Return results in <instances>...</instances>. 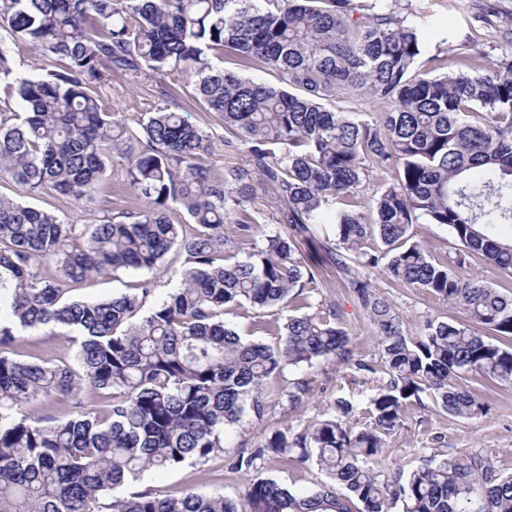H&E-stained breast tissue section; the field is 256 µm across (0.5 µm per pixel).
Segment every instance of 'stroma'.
<instances>
[{
	"mask_svg": "<svg viewBox=\"0 0 512 512\" xmlns=\"http://www.w3.org/2000/svg\"><path fill=\"white\" fill-rule=\"evenodd\" d=\"M486 4L494 5L501 16V24L493 29L469 31L466 25L471 14ZM435 13L446 17L445 25L437 28L429 38L430 52L442 49L444 43L455 42L465 34H472L473 42L468 50L472 64L491 67L505 43L506 33L512 32V0H437ZM156 88L152 80L139 76L113 103L115 111L126 113L132 119L143 118L156 99ZM0 196L18 202L31 203L52 211L63 219L77 218L91 223L95 216L107 209L112 199L111 188H103L93 199L72 201L51 193L28 194L26 189L11 179L0 180ZM333 245L326 231H312L298 240V249L303 256L322 259L321 282L315 292V300L335 302L349 333L350 346L355 359L376 364L377 340L374 329L361 307L356 295L348 287L346 279L323 256ZM370 282L375 291L386 299L402 315L409 334H419L426 320H459L461 309L438 300L418 288H394L383 275L371 273ZM306 379L311 391L302 408L289 417L279 411H270L269 426H276L280 419L289 424L305 426L311 421L333 415L334 402L345 398L354 406L353 420L362 421L363 411L381 374L353 373L351 368L335 360H318L310 368H287L275 378L277 386L284 387L297 379ZM462 386L481 394L486 410L473 418H460L449 414L435 404L431 397H424L422 404H410L405 426L389 441L386 464L391 468L409 469L420 455L451 458L461 454H477L487 457L501 472L512 473V386L486 387L477 375L463 377ZM263 426L254 425L246 435L236 433L226 436L223 455L207 463L186 465L169 471H146L137 482V489H148L163 495L179 494L186 487H193L206 495H221L229 499H240L247 482L261 477L298 490L310 489L324 481L325 475L317 466L293 468L278 463L265 465L258 471L231 468L229 460L235 457L242 442H255Z\"/></svg>",
	"mask_w": 512,
	"mask_h": 512,
	"instance_id": "stroma-1",
	"label": "stroma"
}]
</instances>
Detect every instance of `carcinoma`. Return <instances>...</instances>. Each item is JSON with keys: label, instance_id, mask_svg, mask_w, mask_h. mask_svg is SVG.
<instances>
[{"label": "carcinoma", "instance_id": "1", "mask_svg": "<svg viewBox=\"0 0 512 512\" xmlns=\"http://www.w3.org/2000/svg\"><path fill=\"white\" fill-rule=\"evenodd\" d=\"M421 18L401 0H0V74L13 76L0 96V178L79 201L112 183L111 158L121 160L112 209L90 224L0 197V512H353L354 499L361 512H512V474L482 456L384 466L407 401L426 393L472 418L483 403L458 385L462 375L512 385V296L466 266L477 253L512 274V236L499 232L512 226V43L491 69L441 73L440 54L421 63ZM23 45L54 69L19 70ZM251 70L277 84L243 76ZM139 74L161 99L132 124L113 111L112 92ZM190 84L217 124L178 112ZM346 100L383 108L360 119L327 106ZM217 144L243 150L246 163L201 162ZM376 169L395 181L363 208L358 188ZM267 186L293 234L334 226L330 260L374 328L385 378L364 424L339 398L334 415L263 433L232 464L314 463L327 481L312 489L259 479L241 509L191 489L131 492L148 470L224 452L230 430L247 431L275 405L298 409L309 382L275 398L266 389L287 367L323 358L375 371L353 359L336 303H313L320 264L248 211ZM174 205L191 223L173 219ZM415 224L447 227L463 251L435 258ZM173 248L183 267L161 300L150 302L154 278L95 301L69 295L99 274L162 273ZM370 270L465 318L409 335ZM246 304L291 312L282 324L257 321L277 344L224 321ZM41 330L75 346L73 361L13 351L21 333ZM51 396L61 415L27 411Z\"/></svg>", "mask_w": 512, "mask_h": 512}]
</instances>
